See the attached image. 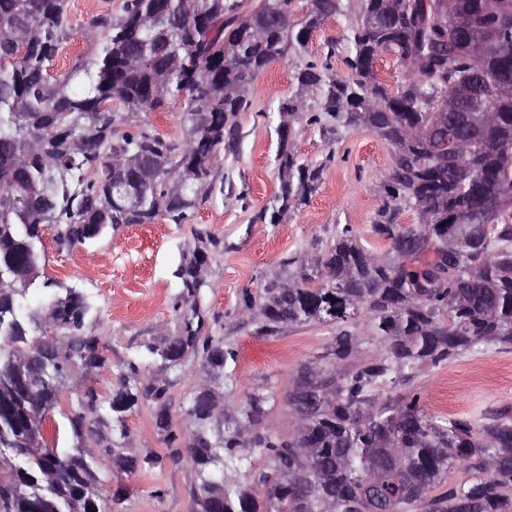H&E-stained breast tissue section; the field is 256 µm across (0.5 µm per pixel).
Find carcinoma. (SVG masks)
<instances>
[{"label":"carcinoma","mask_w":512,"mask_h":512,"mask_svg":"<svg viewBox=\"0 0 512 512\" xmlns=\"http://www.w3.org/2000/svg\"><path fill=\"white\" fill-rule=\"evenodd\" d=\"M363 0L348 28L347 65L354 79L329 77L316 65L295 73L302 91L322 92V113L308 122L345 120L373 132L391 148L382 190L387 203L374 233L388 240L384 257L362 246L344 227L320 261L321 275L305 260L288 265V282L265 285L262 328L313 320L361 319L385 343L384 354L345 375L297 378L288 397L300 425L288 440L255 432L268 396L250 395L242 420L212 434L210 411L194 396L197 421L188 452L198 468L202 512L205 493L224 487L221 512H512V416L485 421L435 418L419 393L399 399L376 390L408 385L414 371L439 366L489 345L512 346V0ZM297 0H258L248 15L241 0H122L120 14L89 16L85 27L101 35L98 49L72 56L59 75L48 64L70 39L68 0H0V495L7 512H105L94 462L51 445L38 417L60 405L63 386L38 382L43 353L62 378L111 369L100 338L85 329L90 306L83 294L54 293L37 308L31 288L57 286L42 269L43 228L56 229L61 249H73L123 224L167 218L184 224L213 189L214 161L240 140L236 118L251 106L253 79L271 63L304 47L322 20L343 11L342 0H309L304 21L285 25L279 11ZM396 57L405 81L392 90L378 77L376 60ZM485 78L497 94L444 111L471 78ZM183 100V144L156 129L131 123L141 112ZM279 189L260 218L278 224L302 205L322 168L299 161L293 150L301 102L279 105ZM458 130L469 145L446 164L433 159L435 138ZM139 155L151 180L141 201L125 207L112 196V163ZM413 210L418 227L395 224L397 205ZM480 209L484 221H470ZM438 224L456 239L432 236ZM199 245L175 271L181 281V330L148 353L170 370L188 355L202 371L220 370L236 354L203 335L198 297L201 269L214 241ZM47 324L61 331L50 336ZM356 337L336 336V363L352 357ZM111 396L87 390L62 415L73 437L103 421L101 410L122 414L140 400L159 405L155 426L169 430L168 384L142 388L123 374ZM258 449L267 472L239 454ZM457 465L479 473L463 485L431 495ZM309 480L298 491L291 478ZM251 477L243 484L239 476ZM336 506H331V502Z\"/></svg>","instance_id":"cac0c4a2"}]
</instances>
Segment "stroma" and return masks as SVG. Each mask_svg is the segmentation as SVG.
I'll return each mask as SVG.
<instances>
[{
  "instance_id": "obj_1",
  "label": "stroma",
  "mask_w": 512,
  "mask_h": 512,
  "mask_svg": "<svg viewBox=\"0 0 512 512\" xmlns=\"http://www.w3.org/2000/svg\"><path fill=\"white\" fill-rule=\"evenodd\" d=\"M362 0H343V13L326 18L315 28L304 49L288 54L259 74L251 88V107L237 116L241 139L235 151L221 153L215 163L214 186L184 224L159 220L126 224L108 230L96 241L73 250L58 248L54 227L44 229V273L60 289L82 292L91 305L89 331L100 337L111 367L66 379L69 397L93 389L107 396L124 372L130 386L142 387L165 377L168 411L176 444L155 426L158 406L139 402L125 412L121 424L105 417L95 433L83 439L61 435L63 449L79 448L93 456L100 493L110 512H201L197 469L189 457L172 461L173 447H184L196 430L188 412L191 399L208 389L215 402L211 432L240 419L249 396L266 390L261 430L282 438L295 436L299 420L288 394L301 372L321 379L352 370L355 364L382 353L384 344L365 322L350 324L356 335L354 356L336 363L332 350L339 328L312 321L280 326L272 335L260 332L263 287L287 281L290 257L303 258L308 273H317L316 260L333 244L343 227H352L359 242L377 255L387 243L372 232L384 203L380 182L391 164L389 146L372 132L345 121L325 120L296 126L294 151L306 163L322 166L316 190L281 223L261 222L258 215L273 203L279 177L275 161L279 104L295 96L293 74L308 64L327 68L329 76H351L345 60V35L361 11ZM121 0H69L71 42L79 51H92L98 36L84 27L89 15L119 13ZM216 239L203 269L206 285L199 305L204 333L223 340L236 357L223 370L206 378L196 372L195 358L184 371L166 370L148 354L180 329L176 310L181 286L174 272L183 256L197 244L196 233ZM151 305L150 315L139 309ZM135 370H128V362ZM421 393L424 410L434 416L482 419L512 412V349L488 347L443 366H423L411 382ZM125 457L143 460L130 473L120 467Z\"/></svg>"
}]
</instances>
